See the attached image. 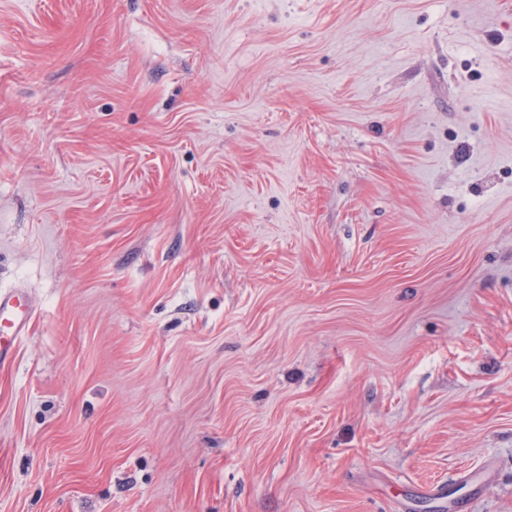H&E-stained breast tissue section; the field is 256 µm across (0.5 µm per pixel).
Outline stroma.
<instances>
[{
    "label": "stroma",
    "mask_w": 512,
    "mask_h": 512,
    "mask_svg": "<svg viewBox=\"0 0 512 512\" xmlns=\"http://www.w3.org/2000/svg\"><path fill=\"white\" fill-rule=\"evenodd\" d=\"M0 512H512V0H0ZM33 314L31 305L17 295L0 294V364L12 359L17 339Z\"/></svg>",
    "instance_id": "obj_1"
}]
</instances>
